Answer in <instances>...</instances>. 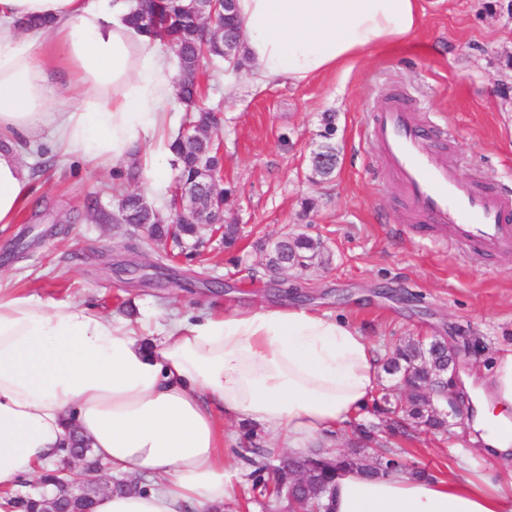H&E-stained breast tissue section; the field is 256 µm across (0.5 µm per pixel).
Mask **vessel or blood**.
<instances>
[{
  "mask_svg": "<svg viewBox=\"0 0 512 512\" xmlns=\"http://www.w3.org/2000/svg\"><path fill=\"white\" fill-rule=\"evenodd\" d=\"M367 130L410 210L425 222L427 242L512 254V194L460 177L434 147L444 128L389 99L368 114Z\"/></svg>",
  "mask_w": 512,
  "mask_h": 512,
  "instance_id": "vessel-or-blood-1",
  "label": "vessel or blood"
}]
</instances>
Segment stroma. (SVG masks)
I'll list each match as a JSON object with an SVG mask.
<instances>
[{
  "label": "stroma",
  "mask_w": 512,
  "mask_h": 512,
  "mask_svg": "<svg viewBox=\"0 0 512 512\" xmlns=\"http://www.w3.org/2000/svg\"><path fill=\"white\" fill-rule=\"evenodd\" d=\"M421 23L403 45L371 48L336 73L265 87L206 68L204 103L220 114L217 139L226 220L239 224L240 251L209 243L200 262L158 265L163 244L144 246L141 229L103 223L85 208L105 193L112 171L78 161L32 176V206L0 229V286L56 300L93 303L141 318L163 312L301 305L347 315L380 352L408 338L447 339L466 369L487 370L512 348V257L424 247L402 192L365 132L367 113L398 92L422 121L444 122L445 153L460 176L512 191V0H422ZM334 113L325 127L324 113ZM331 142V178L311 177V156ZM319 240L329 257L271 279L264 249L284 233ZM231 460H247L224 512H285L273 494L280 455L263 431L225 424ZM468 424L442 435L419 428L397 437L408 463L447 476L458 459L480 473L512 475L507 463L469 442Z\"/></svg>",
  "instance_id": "stroma-1"
}]
</instances>
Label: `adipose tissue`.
Segmentation results:
<instances>
[{
    "label": "adipose tissue",
    "mask_w": 512,
    "mask_h": 512,
    "mask_svg": "<svg viewBox=\"0 0 512 512\" xmlns=\"http://www.w3.org/2000/svg\"><path fill=\"white\" fill-rule=\"evenodd\" d=\"M137 0H0V224L31 196L23 146L44 132L60 159L117 163L163 139L177 72L128 17ZM253 84L293 85L418 28L419 0H236ZM94 304L0 287V506L58 459L71 435L116 475L93 512H223L238 464L224 421L304 456L330 449L379 386L382 355L349 320L303 306L172 313L148 336ZM459 387L471 444L512 451V351ZM330 512H512V478L417 479L337 471Z\"/></svg>",
    "instance_id": "obj_1"
}]
</instances>
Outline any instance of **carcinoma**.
Returning a JSON list of instances; mask_svg holds the SVG:
<instances>
[{"mask_svg": "<svg viewBox=\"0 0 512 512\" xmlns=\"http://www.w3.org/2000/svg\"><path fill=\"white\" fill-rule=\"evenodd\" d=\"M130 20L148 36L162 41L175 51L179 64L177 97L190 112L188 133L180 134L169 145L175 170L170 205H175L184 189L194 188L207 207L210 188L203 182L201 170L211 171L219 181L223 164L219 144L209 130L210 109L197 107V102L205 94L202 62L208 56L223 59L238 69L246 65L238 39L241 21L235 7H224V0H139V9L130 16ZM140 176V167L135 162L123 170H114L113 189H119L125 182L136 181ZM117 197V208L113 212L102 209L96 196L87 199L86 208L95 212L98 220L103 222L142 226L147 229L149 240H170L181 255L186 250L191 253L197 251L195 244L204 233L201 225L191 223L185 217L177 218L175 223H158L154 213L143 207L145 195L141 192H121ZM319 255L321 243L305 234H287L267 254L265 266L269 270H277L300 260L312 261ZM446 368L448 350L439 345L436 339L428 344L409 339L396 347L384 361L383 370L399 378L409 375L412 391L405 395V404L401 407L402 421L390 431L399 428L405 432L408 427L421 424L433 430L449 431L448 416L433 411L422 396V391L436 378L437 373L448 375ZM380 433L377 425L363 426L359 435L376 446L375 457L365 459L351 454L337 455L332 467L318 472L315 484L306 496L288 503L289 512H323L326 509V496L319 494V491L331 483L332 473L336 469L355 467L372 476L405 469L398 456L383 444ZM36 500L34 494L15 496L11 500V507L16 512H38Z\"/></svg>", "mask_w": 512, "mask_h": 512, "instance_id": "cac0c4a2", "label": "carcinoma"}]
</instances>
